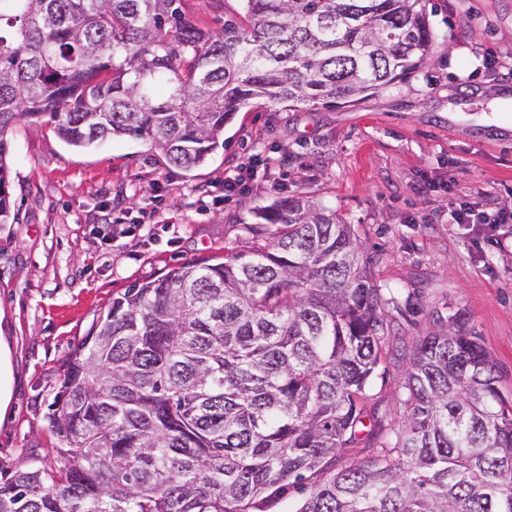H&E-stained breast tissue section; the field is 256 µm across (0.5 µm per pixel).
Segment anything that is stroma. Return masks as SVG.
Listing matches in <instances>:
<instances>
[{
	"label": "stroma",
	"mask_w": 512,
	"mask_h": 512,
	"mask_svg": "<svg viewBox=\"0 0 512 512\" xmlns=\"http://www.w3.org/2000/svg\"><path fill=\"white\" fill-rule=\"evenodd\" d=\"M429 62L357 103L258 101L224 127L205 164L168 165L142 140L85 150L50 125L10 134L16 214L0 224V333L13 352V395L0 422V470L22 471L58 439L45 415L97 313L133 282L240 246L258 212L290 197L354 227L386 314V356L367 389L365 427L337 466L374 457L403 418L408 353L456 312L512 398V224H453L459 203L512 209V129L477 124L512 91V0H423ZM239 0H180L216 34ZM249 168L246 195L224 180ZM162 221L143 229L150 215Z\"/></svg>",
	"instance_id": "stroma-1"
}]
</instances>
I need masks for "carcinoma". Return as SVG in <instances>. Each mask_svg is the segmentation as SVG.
<instances>
[{"instance_id":"carcinoma-1","label":"carcinoma","mask_w":512,"mask_h":512,"mask_svg":"<svg viewBox=\"0 0 512 512\" xmlns=\"http://www.w3.org/2000/svg\"><path fill=\"white\" fill-rule=\"evenodd\" d=\"M204 34L176 0H0V224L8 134L145 140L191 170L253 101L353 103L426 64L421 0H240ZM248 245L134 282L93 319L49 404L54 463L0 472V512H512V399L462 312L420 339L395 441H357L387 324L353 225L287 201ZM322 480L321 475H311L303 484L290 486L287 491L280 495L273 510L277 512H293L299 503L309 494L311 487Z\"/></svg>"}]
</instances>
